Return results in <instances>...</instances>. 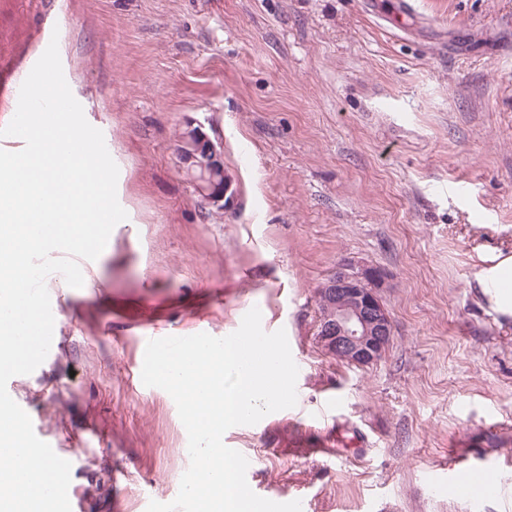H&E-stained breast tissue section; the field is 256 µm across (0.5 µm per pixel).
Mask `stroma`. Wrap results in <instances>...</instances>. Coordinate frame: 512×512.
<instances>
[{"label": "stroma", "mask_w": 512, "mask_h": 512, "mask_svg": "<svg viewBox=\"0 0 512 512\" xmlns=\"http://www.w3.org/2000/svg\"><path fill=\"white\" fill-rule=\"evenodd\" d=\"M0 0V65L38 61L58 15L65 79L119 168L128 214L55 348L15 392L72 465L75 512L172 502L189 466L145 332L224 337L251 308L300 361L295 407L230 428L252 487L302 512H512V0ZM221 144L233 204L189 180L187 122ZM384 270L393 338L359 367L317 340L338 262ZM331 443L327 454L310 445ZM487 470L458 497L448 465ZM452 478L463 498L494 499L501 492L500 485L482 468L462 467L452 471Z\"/></svg>", "instance_id": "1"}]
</instances>
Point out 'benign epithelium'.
<instances>
[{
  "mask_svg": "<svg viewBox=\"0 0 512 512\" xmlns=\"http://www.w3.org/2000/svg\"><path fill=\"white\" fill-rule=\"evenodd\" d=\"M180 156L198 192L214 206L228 207L234 194L224 171L223 153L201 126L187 124L181 135ZM385 280V273L377 267L352 262L336 266L325 284L333 314L318 330V341L327 352L357 366L373 364L384 355L393 335L389 312L379 295Z\"/></svg>",
  "mask_w": 512,
  "mask_h": 512,
  "instance_id": "obj_1",
  "label": "benign epithelium"
}]
</instances>
